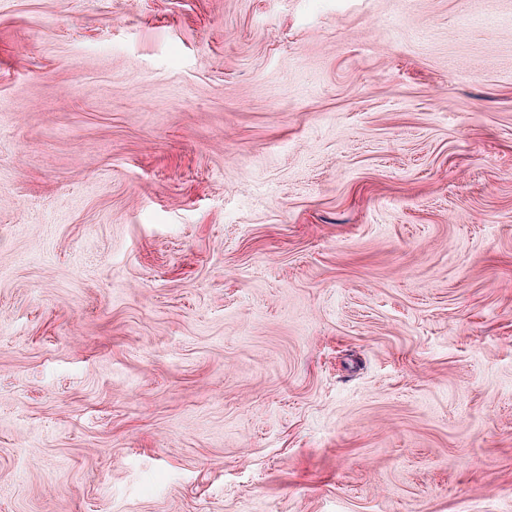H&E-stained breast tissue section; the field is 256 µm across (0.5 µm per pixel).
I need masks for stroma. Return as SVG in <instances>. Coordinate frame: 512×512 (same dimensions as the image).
I'll return each mask as SVG.
<instances>
[{
    "label": "stroma",
    "instance_id": "obj_1",
    "mask_svg": "<svg viewBox=\"0 0 512 512\" xmlns=\"http://www.w3.org/2000/svg\"><path fill=\"white\" fill-rule=\"evenodd\" d=\"M0 512H512V0H0Z\"/></svg>",
    "mask_w": 512,
    "mask_h": 512
}]
</instances>
